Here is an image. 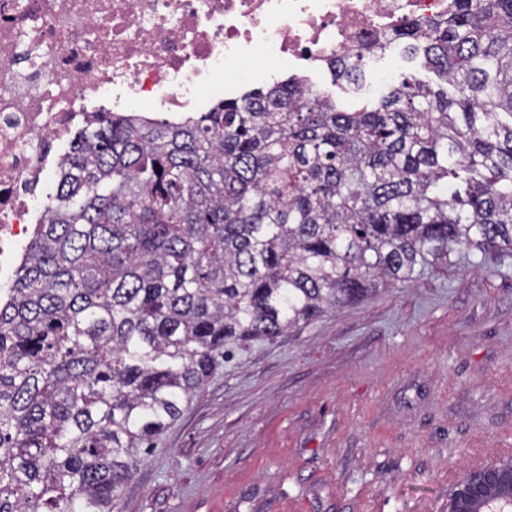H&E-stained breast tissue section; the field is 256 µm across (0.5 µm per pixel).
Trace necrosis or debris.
<instances>
[{
	"mask_svg": "<svg viewBox=\"0 0 512 512\" xmlns=\"http://www.w3.org/2000/svg\"><path fill=\"white\" fill-rule=\"evenodd\" d=\"M451 0H0V288L47 217L77 120L199 110L278 71L370 57Z\"/></svg>",
	"mask_w": 512,
	"mask_h": 512,
	"instance_id": "1",
	"label": "necrosis or debris"
}]
</instances>
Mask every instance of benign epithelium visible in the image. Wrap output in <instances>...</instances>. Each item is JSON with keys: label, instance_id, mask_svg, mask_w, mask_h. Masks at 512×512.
I'll return each instance as SVG.
<instances>
[{"label": "benign epithelium", "instance_id": "1", "mask_svg": "<svg viewBox=\"0 0 512 512\" xmlns=\"http://www.w3.org/2000/svg\"><path fill=\"white\" fill-rule=\"evenodd\" d=\"M447 512H512V458L468 472L448 489Z\"/></svg>", "mask_w": 512, "mask_h": 512}]
</instances>
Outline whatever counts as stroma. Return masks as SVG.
<instances>
[{
	"mask_svg": "<svg viewBox=\"0 0 512 512\" xmlns=\"http://www.w3.org/2000/svg\"><path fill=\"white\" fill-rule=\"evenodd\" d=\"M493 457H512V255L490 250L236 351L115 512H444Z\"/></svg>",
	"mask_w": 512,
	"mask_h": 512,
	"instance_id": "35a3bbf8",
	"label": "stroma"
}]
</instances>
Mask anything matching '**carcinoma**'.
Listing matches in <instances>:
<instances>
[{
    "label": "carcinoma",
    "mask_w": 512,
    "mask_h": 512,
    "mask_svg": "<svg viewBox=\"0 0 512 512\" xmlns=\"http://www.w3.org/2000/svg\"><path fill=\"white\" fill-rule=\"evenodd\" d=\"M393 39L440 82L341 110L291 78L79 132L0 292V512H114L225 353L512 251V0Z\"/></svg>",
    "instance_id": "obj_1"
}]
</instances>
